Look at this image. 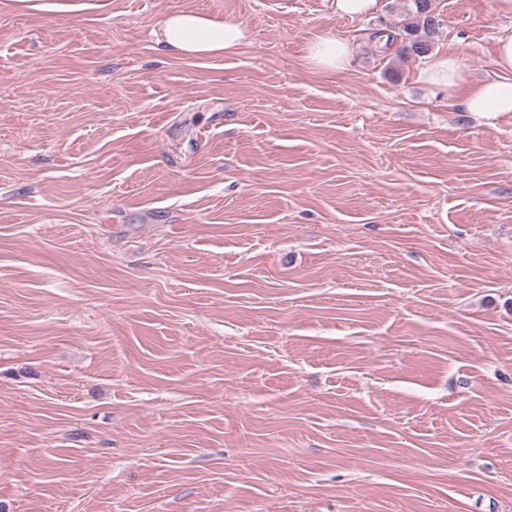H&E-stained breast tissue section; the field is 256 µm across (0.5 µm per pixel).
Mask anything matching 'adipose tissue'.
I'll return each mask as SVG.
<instances>
[{"mask_svg":"<svg viewBox=\"0 0 512 512\" xmlns=\"http://www.w3.org/2000/svg\"><path fill=\"white\" fill-rule=\"evenodd\" d=\"M157 41L165 52L193 59H210L237 50L249 40L241 22L217 19L197 10H180L159 23ZM497 71L494 77L470 82L458 56L433 55L418 73L421 82L447 91L450 103L472 113L512 112V29L499 32L495 42ZM351 45L334 34L312 39L306 51L309 66L321 72H335L347 64Z\"/></svg>","mask_w":512,"mask_h":512,"instance_id":"1","label":"adipose tissue"}]
</instances>
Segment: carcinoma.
Listing matches in <instances>:
<instances>
[{"instance_id": "obj_1", "label": "carcinoma", "mask_w": 512, "mask_h": 512, "mask_svg": "<svg viewBox=\"0 0 512 512\" xmlns=\"http://www.w3.org/2000/svg\"><path fill=\"white\" fill-rule=\"evenodd\" d=\"M401 9V40L390 34L384 48L396 47V54L402 58L423 59L433 51L442 25L434 0H403Z\"/></svg>"}]
</instances>
